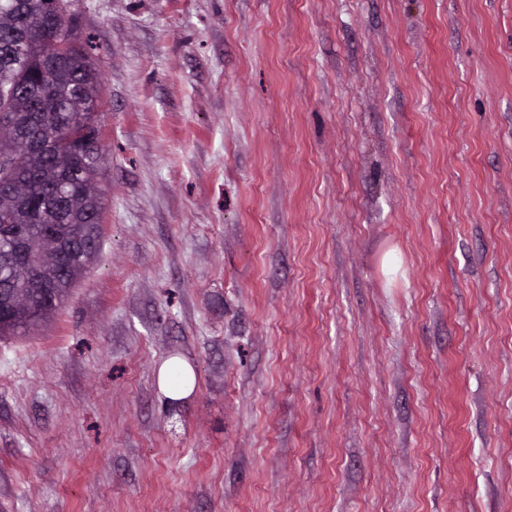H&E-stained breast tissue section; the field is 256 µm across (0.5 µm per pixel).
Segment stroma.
Instances as JSON below:
<instances>
[{
	"label": "stroma",
	"mask_w": 512,
	"mask_h": 512,
	"mask_svg": "<svg viewBox=\"0 0 512 512\" xmlns=\"http://www.w3.org/2000/svg\"><path fill=\"white\" fill-rule=\"evenodd\" d=\"M71 12L102 248L0 340V512H512V0ZM181 375V380H176V375ZM159 389L168 397L179 400L189 395L195 386V374L192 367L186 361L177 363L165 362L157 372Z\"/></svg>",
	"instance_id": "stroma-1"
}]
</instances>
